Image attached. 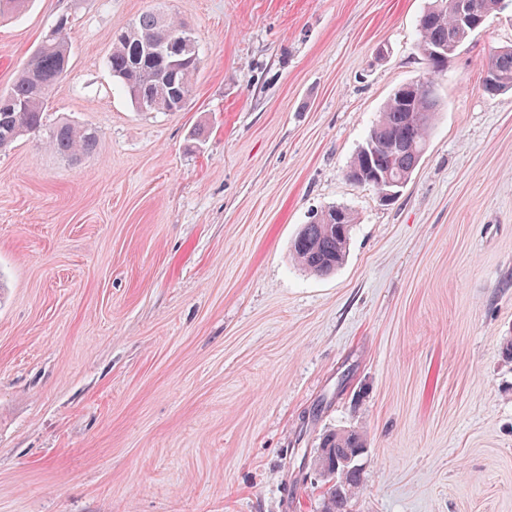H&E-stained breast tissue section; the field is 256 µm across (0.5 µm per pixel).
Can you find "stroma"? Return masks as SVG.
Instances as JSON below:
<instances>
[{
  "label": "stroma",
  "mask_w": 512,
  "mask_h": 512,
  "mask_svg": "<svg viewBox=\"0 0 512 512\" xmlns=\"http://www.w3.org/2000/svg\"><path fill=\"white\" fill-rule=\"evenodd\" d=\"M428 0H32L0 19V92L59 14L70 69L44 133L0 152V512H321L323 433L368 436L352 512H512V93L481 76L512 7L451 58L398 196L346 169L422 79ZM193 32L180 112L105 60L148 10ZM346 260L290 259L313 212ZM98 140L95 128L61 122L49 130L46 144L60 155L77 159L95 151ZM340 210L345 215V223L350 229L343 232L338 226L342 217L336 213ZM322 218L315 221L311 217L308 224H303L291 245L294 260L303 268L317 275L326 276L334 273L345 260L352 224L356 217L344 206H330L321 210ZM336 214V218L335 215ZM327 216V218H326Z\"/></svg>",
  "instance_id": "obj_1"
}]
</instances>
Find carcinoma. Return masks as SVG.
I'll list each match as a JSON object with an SVG mask.
<instances>
[{"mask_svg":"<svg viewBox=\"0 0 512 512\" xmlns=\"http://www.w3.org/2000/svg\"><path fill=\"white\" fill-rule=\"evenodd\" d=\"M501 0H431L417 20L416 48L428 67L445 69L448 59L464 42L483 27L487 17L500 8ZM122 37L112 40L106 65L120 90L140 112H180L199 69L196 41L187 25L177 18L149 10L121 29ZM182 41L178 55L163 56L149 44L150 39ZM71 46L67 33L44 36L39 48L22 67L11 86L0 93V145L12 146L25 135L44 126L49 92L61 87L70 67ZM489 61L497 77L482 80L484 92L495 95L512 91V45L492 49ZM420 82L405 84L386 100L379 117L347 167L346 173L378 171L386 163L380 154L366 155L369 144L397 138L402 148L394 169L409 180L426 152L430 130L443 102L437 95L418 90ZM98 131L92 127L61 122L49 130L46 144L56 153L78 158L95 151ZM352 225L356 217L344 206H330L322 218L302 225L291 245L294 260L321 276L334 273L345 260L350 231L336 224V211ZM367 447L366 438L355 430H340L321 439L315 461L328 468L336 459ZM323 512H350L351 499L363 487V472L355 462L331 476Z\"/></svg>","mask_w":512,"mask_h":512,"instance_id":"obj_1","label":"carcinoma"}]
</instances>
